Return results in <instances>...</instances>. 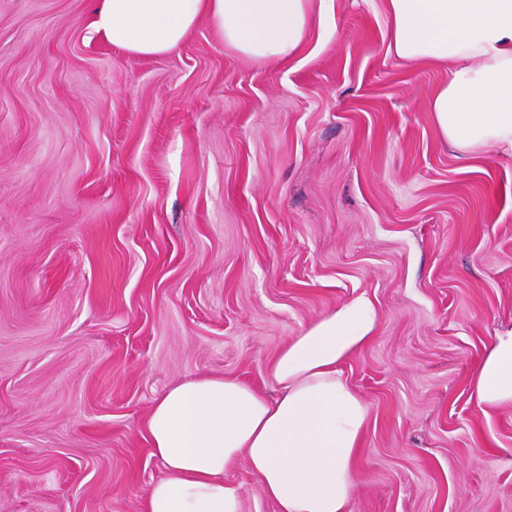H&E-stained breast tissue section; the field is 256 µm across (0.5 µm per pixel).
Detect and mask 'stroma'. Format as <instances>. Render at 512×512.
<instances>
[{
  "instance_id": "1",
  "label": "stroma",
  "mask_w": 512,
  "mask_h": 512,
  "mask_svg": "<svg viewBox=\"0 0 512 512\" xmlns=\"http://www.w3.org/2000/svg\"><path fill=\"white\" fill-rule=\"evenodd\" d=\"M97 7L0 0V512H141L160 394L274 395L277 349L361 294L348 512H512V405L471 400L512 325V151L456 158L447 69L390 50L385 0H315L275 62L206 21L137 57Z\"/></svg>"
}]
</instances>
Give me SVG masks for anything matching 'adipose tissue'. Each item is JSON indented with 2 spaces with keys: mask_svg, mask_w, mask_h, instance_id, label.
Segmentation results:
<instances>
[{
  "mask_svg": "<svg viewBox=\"0 0 512 512\" xmlns=\"http://www.w3.org/2000/svg\"><path fill=\"white\" fill-rule=\"evenodd\" d=\"M386 8L396 56L448 68L430 103L444 140L464 156L512 150V0H386ZM205 19L242 56L279 61L302 47L314 0H100L94 25L113 46L148 58ZM377 324L363 294L309 323L271 362L272 399L227 375L169 388L145 423L163 472L143 512H242L231 477L242 463L276 512H347L369 408L340 367ZM472 400L485 414L512 405V328L476 365Z\"/></svg>",
  "mask_w": 512,
  "mask_h": 512,
  "instance_id": "1",
  "label": "adipose tissue"
}]
</instances>
